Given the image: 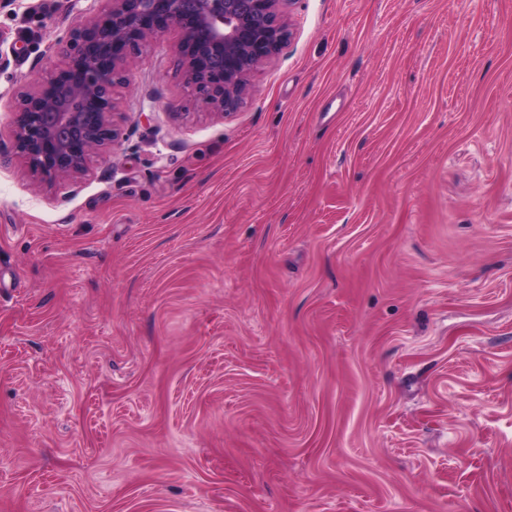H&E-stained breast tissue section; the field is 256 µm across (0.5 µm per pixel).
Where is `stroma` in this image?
<instances>
[{
    "label": "stroma",
    "instance_id": "1",
    "mask_svg": "<svg viewBox=\"0 0 512 512\" xmlns=\"http://www.w3.org/2000/svg\"><path fill=\"white\" fill-rule=\"evenodd\" d=\"M0 0V512H512V0H292L240 108L167 35L50 186Z\"/></svg>",
    "mask_w": 512,
    "mask_h": 512
}]
</instances>
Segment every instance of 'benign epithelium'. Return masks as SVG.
Listing matches in <instances>:
<instances>
[{
  "instance_id": "7a95c632",
  "label": "benign epithelium",
  "mask_w": 512,
  "mask_h": 512,
  "mask_svg": "<svg viewBox=\"0 0 512 512\" xmlns=\"http://www.w3.org/2000/svg\"><path fill=\"white\" fill-rule=\"evenodd\" d=\"M283 0H107V6L57 42L62 67L20 95L14 146L30 171L55 183L85 174L112 146L114 89L140 46L173 32L187 85L217 112L242 103L249 74L291 36Z\"/></svg>"
}]
</instances>
